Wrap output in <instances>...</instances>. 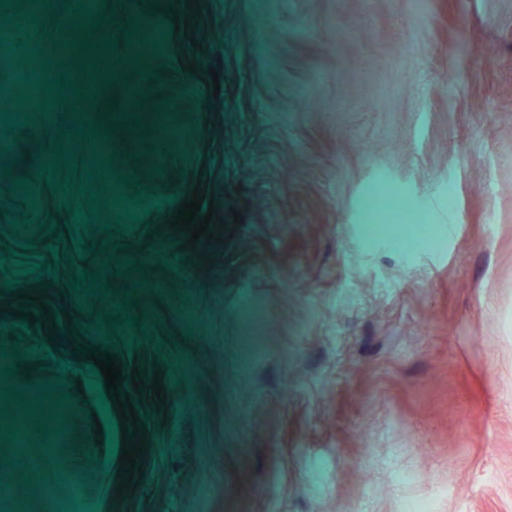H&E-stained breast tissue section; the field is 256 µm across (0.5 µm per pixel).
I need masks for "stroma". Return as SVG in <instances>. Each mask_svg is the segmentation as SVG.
<instances>
[{
  "instance_id": "obj_1",
  "label": "stroma",
  "mask_w": 512,
  "mask_h": 512,
  "mask_svg": "<svg viewBox=\"0 0 512 512\" xmlns=\"http://www.w3.org/2000/svg\"><path fill=\"white\" fill-rule=\"evenodd\" d=\"M99 2L95 47L72 0L29 39L69 16L55 77L149 82L162 121L131 147L101 92L51 134L0 126V427L30 436L16 461L0 439V512H512V0H198L191 40L183 0ZM83 118L105 166L67 131ZM69 143L56 179L78 165L104 197L81 228L40 175ZM200 181L212 264L168 229ZM121 194L141 199L124 216ZM90 350L146 434L132 492L76 387L104 381Z\"/></svg>"
}]
</instances>
